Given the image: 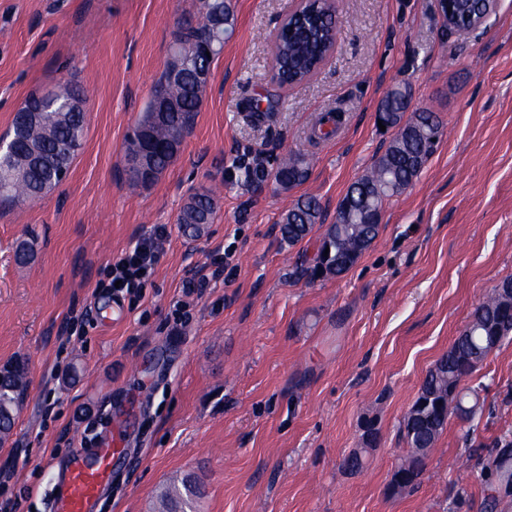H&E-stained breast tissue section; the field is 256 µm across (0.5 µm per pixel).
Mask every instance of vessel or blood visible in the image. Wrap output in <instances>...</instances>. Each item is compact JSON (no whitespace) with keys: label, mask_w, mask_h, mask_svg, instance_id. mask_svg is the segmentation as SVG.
I'll return each instance as SVG.
<instances>
[{"label":"vessel or blood","mask_w":512,"mask_h":512,"mask_svg":"<svg viewBox=\"0 0 512 512\" xmlns=\"http://www.w3.org/2000/svg\"><path fill=\"white\" fill-rule=\"evenodd\" d=\"M123 456V441L118 435L106 436L93 448L76 446L65 470L63 490L52 503V512H95L112 468Z\"/></svg>","instance_id":"obj_1"}]
</instances>
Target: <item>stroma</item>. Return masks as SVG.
I'll return each mask as SVG.
<instances>
[{
  "label": "stroma",
  "mask_w": 512,
  "mask_h": 512,
  "mask_svg": "<svg viewBox=\"0 0 512 512\" xmlns=\"http://www.w3.org/2000/svg\"><path fill=\"white\" fill-rule=\"evenodd\" d=\"M197 4L0 0V137L32 92L64 79L89 92L68 178L37 202L0 204V369L28 368L0 439V512H51L78 438L107 413L129 460L100 512H157L189 476L204 485L197 512H512V340L463 382L482 413L449 417L420 485L391 490L427 371L512 278V0L464 44L442 39L436 0H339L336 44L297 85L273 73L275 36L300 0H232L235 30L180 152L152 184L130 186L127 141ZM398 85L440 116L433 154L346 274L298 278L385 151L376 109ZM288 152L311 160L288 191L238 168ZM208 190L213 222L184 235L180 211ZM302 195L325 221L292 245L280 221ZM158 224L168 236L154 277L141 297L113 300L97 286L105 266ZM227 248L232 264L179 315L188 273ZM112 302L120 321L99 313ZM354 450L352 473L342 460Z\"/></svg>",
  "instance_id": "35a3bbf8"
}]
</instances>
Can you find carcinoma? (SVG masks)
Instances as JSON below:
<instances>
[{"label": "carcinoma", "mask_w": 512, "mask_h": 512, "mask_svg": "<svg viewBox=\"0 0 512 512\" xmlns=\"http://www.w3.org/2000/svg\"><path fill=\"white\" fill-rule=\"evenodd\" d=\"M217 5L223 16V26L215 28L210 21L209 3L199 0V21L195 26L179 29L173 45L177 51L171 56L165 71L154 86L151 99L163 94L177 103V109L166 114V119L152 122V113L144 112L140 125L134 131V140L153 155L154 175L162 173L176 156L171 145H181L200 111L206 83L196 77V63L211 69L219 54L213 52L222 33L232 29L234 11L227 0ZM454 22L448 36L465 40L476 29V16L490 13L495 3L481 0H448ZM302 16L288 22L275 43L276 78L282 84H297L307 79L325 59L333 42L335 15L328 0H313L301 9ZM58 103L43 105L36 122L20 128L13 120V137L23 138L43 149L40 166L33 165L28 153L17 151L0 158V202L13 204L35 200L59 186L81 148L86 118L83 112H64L62 102L70 97L87 100V91L67 80L57 85ZM408 110L406 95L398 92L382 99L379 118L392 122L397 128L386 151L369 172L351 184L336 208V222L327 226L320 239L315 264L309 275L340 276L351 269L371 245L380 224L367 223V217L380 218L385 201L409 186L433 152L435 140L442 133L439 117L433 112H415L405 117ZM273 176L276 183L288 189L303 182L308 175L304 159L290 156L268 173L254 168L246 174L253 180ZM214 197L206 191L193 194L183 207L177 223L187 233H195L200 225L208 224L214 215ZM322 206L314 197H301L283 214L281 232L288 243L306 238L314 226L321 223ZM512 336V304L503 302L494 287L475 308L470 321L451 344L448 352L429 369L419 395L403 418L400 432L406 445L393 474L391 485L399 491L411 490L421 481L426 459L443 433L449 415L469 419L470 414L482 410L479 392L470 390L472 407L462 404L459 384L472 375L487 356L507 337ZM26 384L23 364L0 374V434H8L14 424L13 413ZM186 494L177 488L160 494V512H184L186 498L194 494L192 485H184Z\"/></svg>", "instance_id": "carcinoma-1"}]
</instances>
